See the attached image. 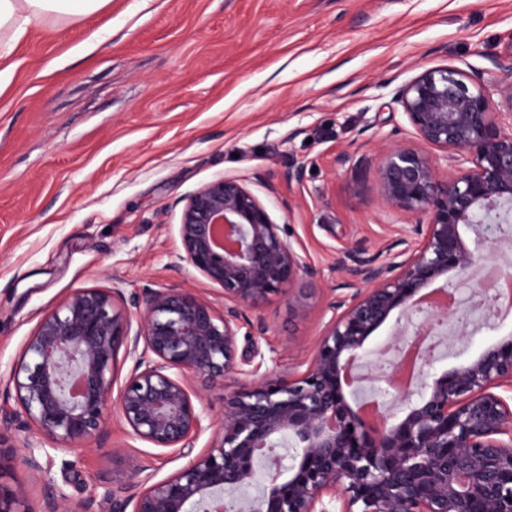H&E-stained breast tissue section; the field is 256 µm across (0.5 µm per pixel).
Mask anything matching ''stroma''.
<instances>
[{
    "mask_svg": "<svg viewBox=\"0 0 512 512\" xmlns=\"http://www.w3.org/2000/svg\"><path fill=\"white\" fill-rule=\"evenodd\" d=\"M512 35V0H109L65 22L33 21L0 84V409L18 410L8 375L40 317L76 288L222 293L188 264L184 197L218 177L253 181L311 267L290 295L248 310L281 370L305 360L341 278L339 251L378 254L413 216L383 207L377 171L391 144L415 145L396 89L423 69L494 59ZM307 168L288 181L290 165ZM262 182H254V175ZM512 333L484 313L433 372ZM38 476L0 487L39 506L44 484L70 501L127 486L134 467L163 479L188 463L112 414L79 451L43 444Z\"/></svg>",
    "mask_w": 512,
    "mask_h": 512,
    "instance_id": "obj_1",
    "label": "stroma"
}]
</instances>
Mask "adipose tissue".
<instances>
[{"label":"adipose tissue","instance_id":"obj_1","mask_svg":"<svg viewBox=\"0 0 512 512\" xmlns=\"http://www.w3.org/2000/svg\"><path fill=\"white\" fill-rule=\"evenodd\" d=\"M107 0H0V60L27 31L35 17H85L101 9Z\"/></svg>","mask_w":512,"mask_h":512}]
</instances>
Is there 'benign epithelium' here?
Listing matches in <instances>:
<instances>
[{
    "mask_svg": "<svg viewBox=\"0 0 512 512\" xmlns=\"http://www.w3.org/2000/svg\"><path fill=\"white\" fill-rule=\"evenodd\" d=\"M492 84L473 67H429L396 93L420 146L392 145L378 168L383 205L424 216L399 228L394 252L379 262L355 250L331 269L346 292L333 294L322 334L303 362L281 371L275 349L261 355L243 331L245 311L289 293L311 272L284 225L244 179L220 177L184 198L177 224L186 262L220 287L224 308L184 288L126 294L76 288L37 323L11 369L21 413L35 438L77 451L107 433L110 405L139 439L182 453L203 422L217 428L213 446L158 481L148 476L73 510L67 495L44 486L40 512H512V334L466 364L430 374L433 356L414 364L413 384L399 379L405 359L372 378L384 396L358 399V361L367 340L390 323L391 343L415 318L448 321L449 302L428 304L427 288L450 296L451 278L466 274L512 223V111H493V97L512 105V35L495 61ZM251 347L238 355L240 332ZM135 358L119 391V355ZM260 361L250 370L243 366ZM270 366L263 367L265 362ZM239 376L224 413L209 418L190 380L224 385ZM15 414L0 410L4 463L39 472L34 444L11 443ZM296 441L291 464L266 451ZM267 478L245 498L257 467ZM0 512H27L22 496L0 488Z\"/></svg>",
    "mask_w": 512,
    "mask_h": 512,
    "instance_id": "benign-epithelium-1",
    "label": "benign epithelium"
}]
</instances>
